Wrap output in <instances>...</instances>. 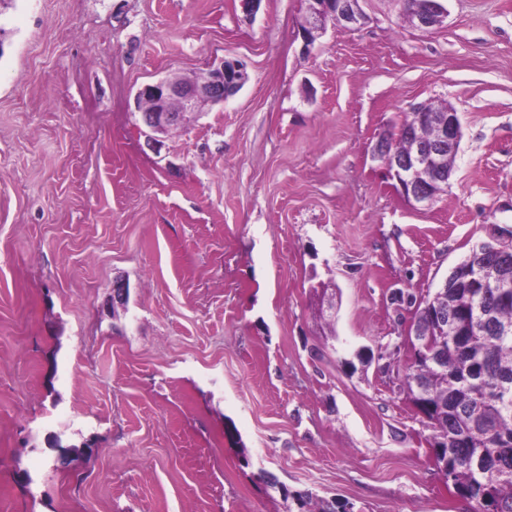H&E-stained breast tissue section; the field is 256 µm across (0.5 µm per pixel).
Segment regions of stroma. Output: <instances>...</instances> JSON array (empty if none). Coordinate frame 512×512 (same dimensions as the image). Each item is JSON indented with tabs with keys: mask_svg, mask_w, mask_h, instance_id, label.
I'll return each mask as SVG.
<instances>
[{
	"mask_svg": "<svg viewBox=\"0 0 512 512\" xmlns=\"http://www.w3.org/2000/svg\"><path fill=\"white\" fill-rule=\"evenodd\" d=\"M422 30L363 0H12L0 9V512H469L365 350L475 245H512V0ZM247 80L166 134L133 97L220 60ZM452 104L447 190L411 206L372 148ZM128 287L113 309L117 282ZM33 484L24 488L22 477ZM362 1L307 0V15L301 28L305 47L314 43L316 34L321 33L328 23L348 29L362 28L367 21L366 14L360 5ZM265 478L271 488L279 491L285 502L290 500L287 512H294L293 505L296 512H353V505L348 501L320 499L309 491H289L283 486L277 487L271 478Z\"/></svg>",
	"mask_w": 512,
	"mask_h": 512,
	"instance_id": "1",
	"label": "stroma"
}]
</instances>
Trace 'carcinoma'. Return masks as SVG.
<instances>
[{
  "mask_svg": "<svg viewBox=\"0 0 512 512\" xmlns=\"http://www.w3.org/2000/svg\"><path fill=\"white\" fill-rule=\"evenodd\" d=\"M448 296L469 331L465 344L448 346L440 369L416 360L405 379L429 389L437 464L452 474L456 494L472 512H512V334H503L512 304L479 281ZM267 484L290 502L287 512H353L347 501Z\"/></svg>",
  "mask_w": 512,
  "mask_h": 512,
  "instance_id": "obj_1",
  "label": "carcinoma"
}]
</instances>
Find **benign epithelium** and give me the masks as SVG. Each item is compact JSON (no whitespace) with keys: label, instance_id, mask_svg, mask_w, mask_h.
Listing matches in <instances>:
<instances>
[{"label":"benign epithelium","instance_id":"benign-epithelium-1","mask_svg":"<svg viewBox=\"0 0 512 512\" xmlns=\"http://www.w3.org/2000/svg\"><path fill=\"white\" fill-rule=\"evenodd\" d=\"M307 15L303 21L301 33L305 46H310L316 34L323 31L327 24L348 29L362 28L367 17L361 8L362 0H307ZM448 16L444 0H425L424 8L415 17L414 25L420 29H431L439 25ZM234 70L232 86L226 85L225 61L209 67L192 80L165 77L156 82L143 85L136 93V109L139 113L140 130L150 142L158 141L157 135L167 133L171 128L183 125L191 120L203 104L217 105L229 97L230 89L244 85L246 71L239 60H231ZM461 125L458 113L450 104L439 107L434 119L433 140L429 144L413 141L407 149L394 150L391 141L382 137L376 144V153L382 161L388 176L395 180L402 197L422 206L431 205L438 197L435 191L437 182L444 179L448 169V151L455 149L460 142ZM458 276L463 280L475 275L492 288H499L508 295L512 288V278L495 263L486 266H474V269L460 270L454 267L449 276ZM448 294V282L432 294L420 299L428 303L429 321L442 335H448V310L438 308L433 302ZM398 347L410 351L424 349L426 358L432 344L426 337L424 328L413 318L405 324Z\"/></svg>","mask_w":512,"mask_h":512}]
</instances>
